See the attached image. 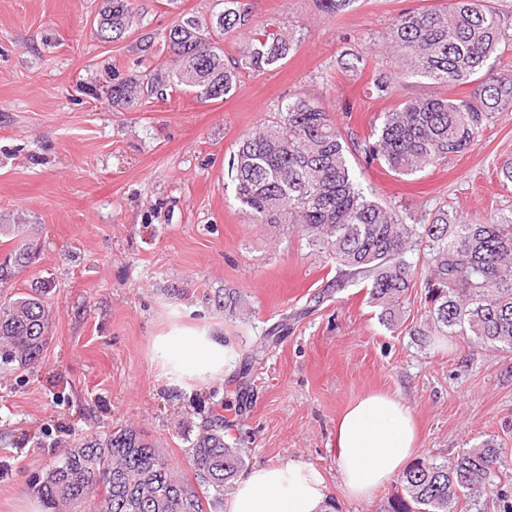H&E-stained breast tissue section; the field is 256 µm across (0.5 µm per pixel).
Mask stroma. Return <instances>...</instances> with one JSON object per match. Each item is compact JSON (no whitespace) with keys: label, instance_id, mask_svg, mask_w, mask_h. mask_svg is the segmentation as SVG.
<instances>
[{"label":"stroma","instance_id":"35a3bbf8","mask_svg":"<svg viewBox=\"0 0 512 512\" xmlns=\"http://www.w3.org/2000/svg\"><path fill=\"white\" fill-rule=\"evenodd\" d=\"M438 0H352L329 17L318 0H250L251 23L293 27L288 57L244 73L218 100L191 89L142 99L122 112L107 89L130 74L167 71L162 35L221 0H131V33L103 41L102 0H0V224H30L38 261L0 287V301L34 279L48 296L50 341L38 364L0 374V512H40L35 485L84 438L115 427L143 431L177 472L191 476L190 442L218 419L246 468L303 461L320 470L339 512H378L395 483L368 500L342 492L336 421L373 391L398 394L419 428V456L443 463L490 439L512 449V351L469 339L411 335L427 308L422 284L387 328L363 284L337 287L336 267L295 230L249 223L234 198L230 163L244 134L283 100L303 94L343 131L367 136L383 112L416 97L463 90L401 78L390 99L372 96L374 72H396L385 40L400 12ZM364 54L341 73L342 52ZM512 107L465 153L409 176L349 157L369 198L415 219L447 206L456 222L512 217ZM232 288L242 306L216 308ZM182 329L223 337L215 378L176 379L156 349ZM277 344L255 362L271 330Z\"/></svg>","mask_w":512,"mask_h":512}]
</instances>
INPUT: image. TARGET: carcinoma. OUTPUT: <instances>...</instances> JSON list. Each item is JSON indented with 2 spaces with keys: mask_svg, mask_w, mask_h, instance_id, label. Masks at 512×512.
Listing matches in <instances>:
<instances>
[{
  "mask_svg": "<svg viewBox=\"0 0 512 512\" xmlns=\"http://www.w3.org/2000/svg\"><path fill=\"white\" fill-rule=\"evenodd\" d=\"M210 25L186 14L162 36L175 62L165 74H131L109 89L112 106L129 107L144 95L185 86L204 100L229 95L241 73L263 72L295 45L284 27L248 31L239 58L227 65L215 37L250 25L247 0H223ZM130 0H103L97 35L106 42L134 26ZM387 39L398 52L400 74L433 84L469 85L463 97H416L382 114L363 140L347 139L330 112L297 95L268 124L242 138L233 156L235 199L253 224H292L308 244L336 264L339 277L367 284L385 325L404 314L406 292L418 277L430 304L424 323L433 336L467 337L488 351H512V221L450 224L440 209L423 224L372 200L357 183L347 154L383 164L398 176L436 166L468 150L495 113L512 104V35L488 0H448L444 6L401 13ZM395 77L379 71L372 93L389 99ZM424 255L422 267L407 254ZM39 244L24 240L0 255V284L33 265ZM48 284L0 303V371L24 370L42 358L49 342ZM512 450L484 440L447 463L416 460L379 512H460L491 492ZM196 477L221 496L243 466L240 449L224 440V427H208L191 441ZM99 481L91 512H207L213 507L177 474L149 437L116 427L91 437L56 461L38 482L45 512H77L89 482Z\"/></svg>",
  "mask_w": 512,
  "mask_h": 512,
  "instance_id": "obj_1",
  "label": "carcinoma"
}]
</instances>
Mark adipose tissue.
Returning a JSON list of instances; mask_svg holds the SVG:
<instances>
[{"mask_svg": "<svg viewBox=\"0 0 512 512\" xmlns=\"http://www.w3.org/2000/svg\"><path fill=\"white\" fill-rule=\"evenodd\" d=\"M158 350L173 358L185 376L215 377L224 371V344L215 336L186 330L160 340ZM335 447L344 494L369 499L416 455L419 441L413 412L399 396L368 395L337 422ZM327 500L326 480L314 466L261 465L225 494L224 512H323Z\"/></svg>", "mask_w": 512, "mask_h": 512, "instance_id": "adipose-tissue-1", "label": "adipose tissue"}]
</instances>
